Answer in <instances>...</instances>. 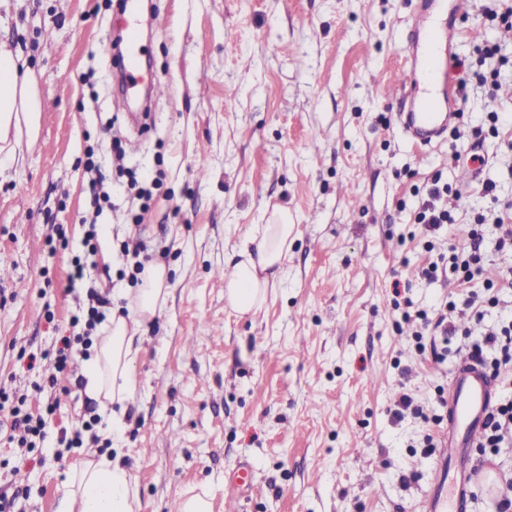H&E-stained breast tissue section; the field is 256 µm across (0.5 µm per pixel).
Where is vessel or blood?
<instances>
[{"instance_id":"obj_1","label":"vessel or blood","mask_w":512,"mask_h":512,"mask_svg":"<svg viewBox=\"0 0 512 512\" xmlns=\"http://www.w3.org/2000/svg\"><path fill=\"white\" fill-rule=\"evenodd\" d=\"M436 0H418L413 38L407 53L409 68L397 77L398 98H410L407 111L398 120L417 149L436 142L451 117L457 100L442 94L447 75L456 60L452 50V16L463 0H451L446 18L434 20ZM493 383L485 369L472 357L463 358L448 387V425L441 435L440 453L423 501L424 512H464L479 472L468 450L483 437L494 406Z\"/></svg>"}]
</instances>
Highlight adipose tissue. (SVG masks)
I'll return each instance as SVG.
<instances>
[{
    "mask_svg": "<svg viewBox=\"0 0 512 512\" xmlns=\"http://www.w3.org/2000/svg\"><path fill=\"white\" fill-rule=\"evenodd\" d=\"M41 110V97L28 67L7 44L0 43V154H20L22 135L35 132ZM295 236L287 211H277L228 258L234 276L224 284V298L234 312L253 314L264 305ZM168 295L166 267H146L129 314H110L105 334L86 363V392L103 408L107 425L120 422L122 405L137 390L132 372L136 342L141 329L162 312ZM139 508L127 469L103 454L86 460L73 474L61 512H139Z\"/></svg>",
    "mask_w": 512,
    "mask_h": 512,
    "instance_id": "1",
    "label": "adipose tissue"
}]
</instances>
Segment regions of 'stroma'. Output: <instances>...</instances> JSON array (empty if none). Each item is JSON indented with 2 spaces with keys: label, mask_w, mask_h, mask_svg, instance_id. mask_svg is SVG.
I'll return each mask as SVG.
<instances>
[{
  "label": "stroma",
  "mask_w": 512,
  "mask_h": 512,
  "mask_svg": "<svg viewBox=\"0 0 512 512\" xmlns=\"http://www.w3.org/2000/svg\"><path fill=\"white\" fill-rule=\"evenodd\" d=\"M143 3L139 61L169 93L151 97L137 125L111 47L128 18L121 0H0V42L26 60L44 102L20 158L0 155V385L41 408L39 355L87 305L88 288L126 308L138 283L126 238L166 266L170 284L118 433L84 384L59 380L54 425L81 432L82 446L35 450L14 476L1 442L0 491L23 483L31 493L16 512H59L89 449L112 447L140 512H178L204 490L212 512H225L227 478L244 461L253 488L241 512H421L438 454L423 438L441 434L432 416L459 360L496 357L483 336L512 321V288L442 362L417 352L392 291L401 284L433 313L512 269L495 222L512 205V28L486 16V0H466L455 17L459 112L421 158L384 96L406 63L412 0ZM490 73L494 84H479ZM90 158L110 194L97 216ZM471 169L482 178L464 183ZM435 179L450 188L454 221L431 241L414 208ZM277 209L297 235L263 307L237 316L214 272ZM480 215L481 274L424 279L449 246H468ZM91 218L103 226L92 251ZM60 230L67 247L50 249ZM78 259L90 276L73 285ZM23 352L37 355L34 369ZM403 390L417 409L398 419ZM472 458L484 479L466 512H497L512 498V445Z\"/></svg>",
  "instance_id": "obj_1"
}]
</instances>
